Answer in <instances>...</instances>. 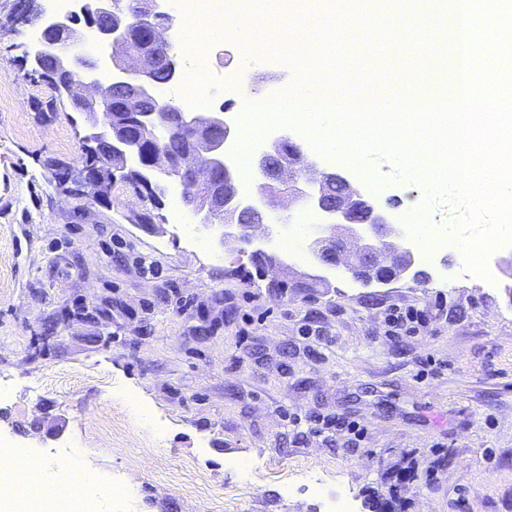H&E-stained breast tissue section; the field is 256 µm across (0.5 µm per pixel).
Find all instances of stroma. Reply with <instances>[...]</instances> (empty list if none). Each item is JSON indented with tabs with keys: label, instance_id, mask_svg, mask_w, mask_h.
<instances>
[{
	"label": "stroma",
	"instance_id": "obj_1",
	"mask_svg": "<svg viewBox=\"0 0 512 512\" xmlns=\"http://www.w3.org/2000/svg\"><path fill=\"white\" fill-rule=\"evenodd\" d=\"M16 2L0 0V439L58 482L71 472L52 449L78 445L104 486L135 487L125 512H330L344 494L370 512L392 492L399 512H512V248L490 254L486 279L432 248L419 282L365 286L309 256L261 272L218 230L180 224L177 196L146 199L119 175L107 195L79 186L85 117L29 75ZM366 9L420 35L356 73L380 72L386 96L439 98L452 68L429 57L410 0ZM284 43L228 57L215 39L205 76L253 71L247 95L288 91ZM281 134L394 216L425 197L391 167L368 179L320 155L293 127L260 139ZM392 304L426 309L427 328L386 336ZM339 416L363 429L357 446L315 424Z\"/></svg>",
	"mask_w": 512,
	"mask_h": 512
}]
</instances>
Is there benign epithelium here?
Returning <instances> with one entry per match:
<instances>
[{
	"mask_svg": "<svg viewBox=\"0 0 512 512\" xmlns=\"http://www.w3.org/2000/svg\"><path fill=\"white\" fill-rule=\"evenodd\" d=\"M34 21L41 25V36L27 48L25 60L30 62L31 72L37 73L45 55L54 52L56 71L61 75L54 83L55 92L85 115L89 123L86 139L109 142L112 152L137 165L142 182L154 188L157 195L178 187L182 203L200 224L208 227L215 220L222 223L221 244L225 248L247 253L253 261L272 259L276 267L285 268L280 258L263 248L273 228L267 227L257 235L255 227H266L275 199L286 194L309 204L326 218L322 232L309 244L319 264L342 265L355 281L366 286L420 279L423 271L417 269L415 239L342 174L324 171L319 180H309L306 158L286 134L266 143L254 157L264 178L258 186L265 200L262 207L242 199L234 167L225 158L224 145L235 131L224 121V113H200L174 106L177 127L192 139V148L177 158L158 150L146 159L139 154L137 143L116 132L112 117L97 111L100 97L121 92L124 110L134 118L138 135L148 138L156 124V113L143 109L144 101L156 99V64L151 50L167 48L163 63L171 76H176L181 67V58L172 51L167 37L175 18L162 10L159 0H146L136 7L130 0H80L76 11L59 15L41 10ZM131 26L139 30V50L127 48ZM88 31L97 36L93 52L60 49L61 42L78 43ZM332 185L342 186V191L329 195Z\"/></svg>",
	"mask_w": 512,
	"mask_h": 512,
	"instance_id": "1",
	"label": "benign epithelium"
}]
</instances>
